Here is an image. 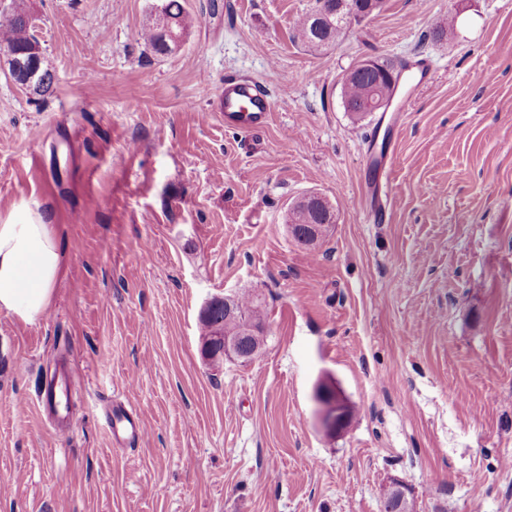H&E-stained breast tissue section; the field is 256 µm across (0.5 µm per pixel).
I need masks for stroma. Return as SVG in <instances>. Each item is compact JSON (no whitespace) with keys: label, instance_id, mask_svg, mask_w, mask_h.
<instances>
[{"label":"stroma","instance_id":"obj_1","mask_svg":"<svg viewBox=\"0 0 512 512\" xmlns=\"http://www.w3.org/2000/svg\"><path fill=\"white\" fill-rule=\"evenodd\" d=\"M154 0H26L53 94L0 65V220L55 227L61 279L25 323L0 312V512H512V0H386L323 51L293 38L315 0H182L179 52L140 30ZM451 33L434 37L437 28ZM426 60L367 222L358 61ZM253 78L262 129L212 102ZM326 196L318 257L288 209ZM261 295L248 362L208 363L199 312ZM57 379L56 419L38 395ZM352 408L325 435L320 380ZM144 425L113 441L109 409ZM300 200L302 202H304L305 204L314 202L315 204L321 205V206L325 207L326 209H328L329 211H332L327 199L319 194L309 193V194L302 196V198ZM310 214H311V212H310ZM335 216H336L335 211H332L331 214H328V212L325 211V212L320 213L317 216L311 214V220L314 223H312L310 225V227L313 228V230L316 231V233H318V235H319V233H325L327 231V228L329 230L332 227V224L335 223V218H336ZM385 501L396 503L391 505V508L396 507V512H410L411 500L407 496V489L403 483L397 478H391L385 489Z\"/></svg>","mask_w":512,"mask_h":512}]
</instances>
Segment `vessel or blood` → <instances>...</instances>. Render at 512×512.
<instances>
[{
    "mask_svg": "<svg viewBox=\"0 0 512 512\" xmlns=\"http://www.w3.org/2000/svg\"><path fill=\"white\" fill-rule=\"evenodd\" d=\"M216 109L223 112L225 125L241 131H255L267 124L273 102L258 81L228 78L224 81ZM398 125V118H391L384 133H372L367 141V161L372 176L364 181L362 193L366 201V218L375 223L384 221L387 215L391 196L388 170L393 159V139ZM110 420L115 439L134 440L144 433L139 418L127 409H112Z\"/></svg>",
    "mask_w": 512,
    "mask_h": 512,
    "instance_id": "vessel-or-blood-1",
    "label": "vessel or blood"
}]
</instances>
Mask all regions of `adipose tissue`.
Masks as SVG:
<instances>
[{"label":"adipose tissue","instance_id":"adipose-tissue-1","mask_svg":"<svg viewBox=\"0 0 512 512\" xmlns=\"http://www.w3.org/2000/svg\"><path fill=\"white\" fill-rule=\"evenodd\" d=\"M63 264L52 225L0 223V311L30 323L51 304Z\"/></svg>","mask_w":512,"mask_h":512}]
</instances>
